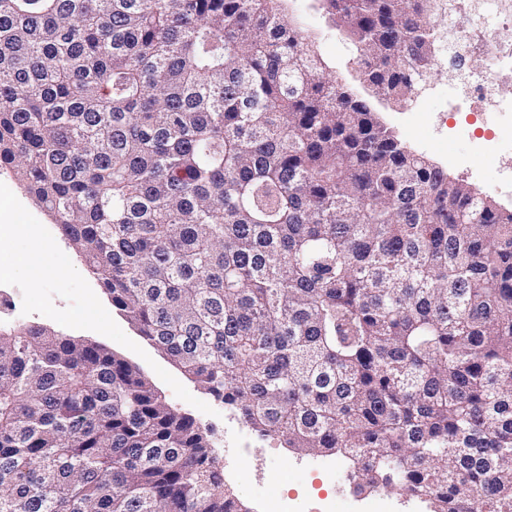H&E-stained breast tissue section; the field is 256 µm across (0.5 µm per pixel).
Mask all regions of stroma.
I'll list each match as a JSON object with an SVG mask.
<instances>
[{"label":"stroma","mask_w":512,"mask_h":512,"mask_svg":"<svg viewBox=\"0 0 512 512\" xmlns=\"http://www.w3.org/2000/svg\"><path fill=\"white\" fill-rule=\"evenodd\" d=\"M285 13L299 22L316 51L352 89L360 84L352 64V44L314 0H285ZM457 73L452 61L433 60L426 76L434 85V98L423 101L420 125L409 127L411 105L373 101L379 121L390 128L413 152L430 163L446 168L450 177L462 180L466 174L448 163L449 154L470 159L483 170L473 180L478 193L491 198L505 212L512 210V198L500 193V173L512 170V116L503 114L495 122H484L469 111H451L446 91L449 78ZM0 211L11 225L0 230V270L10 269L11 279L28 291V304L16 321L45 326L57 334L107 347L139 367L155 391L180 413L192 417L207 432L213 445L228 449L224 484L244 504L247 512H265L269 497L296 504L326 505L329 512H355L368 502V495L353 492L347 463L336 456L304 454L284 447L279 441L254 433L223 401L206 393L185 376L165 355L155 349L112 305L109 296L92 278L81 258L70 248L56 224L37 207L9 172H0ZM30 224L45 225L47 233L35 238L27 232ZM42 248L43 261L57 268L51 280H34L22 259Z\"/></svg>","instance_id":"1"}]
</instances>
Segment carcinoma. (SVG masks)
<instances>
[{
	"mask_svg": "<svg viewBox=\"0 0 512 512\" xmlns=\"http://www.w3.org/2000/svg\"><path fill=\"white\" fill-rule=\"evenodd\" d=\"M412 101L431 0H324ZM0 168L112 305L359 493L512 512V212L404 147L280 0H0ZM0 512H248L140 371L0 327Z\"/></svg>",
	"mask_w": 512,
	"mask_h": 512,
	"instance_id": "obj_1",
	"label": "carcinoma"
}]
</instances>
